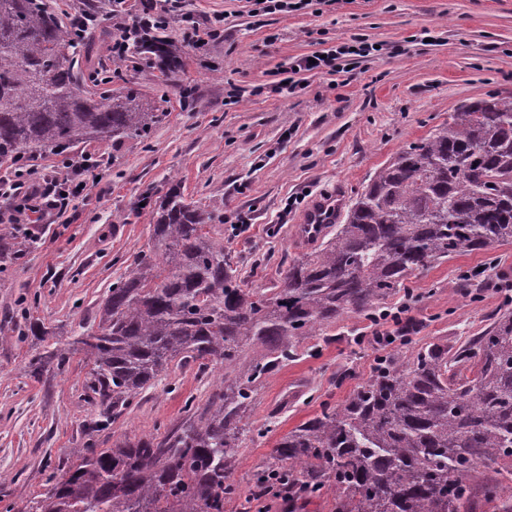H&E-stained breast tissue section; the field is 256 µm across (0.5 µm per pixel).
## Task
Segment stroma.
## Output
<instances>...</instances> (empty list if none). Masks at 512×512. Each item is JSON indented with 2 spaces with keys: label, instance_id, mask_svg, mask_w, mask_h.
<instances>
[{
  "label": "stroma",
  "instance_id": "stroma-1",
  "mask_svg": "<svg viewBox=\"0 0 512 512\" xmlns=\"http://www.w3.org/2000/svg\"><path fill=\"white\" fill-rule=\"evenodd\" d=\"M81 7L99 17L92 65L97 91L138 89L163 113L143 141L80 144L41 162L59 171L65 158L88 156L102 182L88 196L36 224L38 241L0 265V512H23L83 447L98 414L84 392L86 367L73 356L63 369L31 377L29 359L44 344L29 323L44 322L63 343L91 323L108 288L130 273L151 246L150 208L142 199L177 180L188 201L220 215L249 213L252 227L224 234L246 287L271 288L306 248L294 239L305 202L345 186L360 191L368 176L401 147L427 137L465 102L512 94V0H317L315 10L257 13L251 0H189L166 20L165 36L182 47L177 69L160 61H116L110 51L107 0H54L65 16ZM224 20L223 38L197 44L209 19ZM345 40L380 44L349 73L298 74L295 94L278 93L294 58ZM238 90V103L228 101ZM304 203H297V196ZM489 263L512 280V242L490 253H464L415 272L380 307L396 310L407 292L421 294L407 343L432 337L457 349L502 312V297L465 293L461 275ZM369 320L347 313L307 339L260 389L252 421L263 436L247 438L234 474L249 491L276 442L319 411L342 403L370 372L374 348L360 340ZM219 372L196 363L172 365L109 430L94 439L111 447L183 417L189 398H204Z\"/></svg>",
  "mask_w": 512,
  "mask_h": 512
}]
</instances>
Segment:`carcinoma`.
Here are the masks:
<instances>
[{
  "instance_id": "carcinoma-1",
  "label": "carcinoma",
  "mask_w": 512,
  "mask_h": 512,
  "mask_svg": "<svg viewBox=\"0 0 512 512\" xmlns=\"http://www.w3.org/2000/svg\"><path fill=\"white\" fill-rule=\"evenodd\" d=\"M87 40L38 0H0V164L62 154L91 141H141L164 113L134 89L82 87ZM133 54L178 67L180 48L152 36ZM197 208L171 182L154 212L152 247L112 284L98 323L33 356L29 374L88 367L100 406L91 434L112 426L174 362L220 366L203 400L162 433L75 448L27 512H243L273 477L336 512H512V312L455 351L436 338L393 349L350 396L277 443L249 494L234 481L258 388L298 346L344 313L377 303L416 271L512 241V95L461 104L431 135L369 175L343 223L288 265L280 285L251 289Z\"/></svg>"
}]
</instances>
